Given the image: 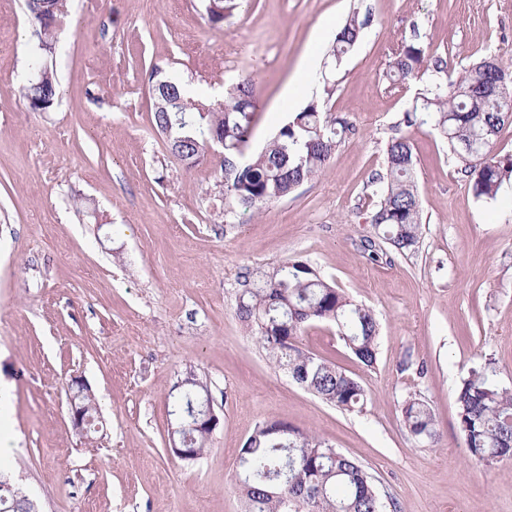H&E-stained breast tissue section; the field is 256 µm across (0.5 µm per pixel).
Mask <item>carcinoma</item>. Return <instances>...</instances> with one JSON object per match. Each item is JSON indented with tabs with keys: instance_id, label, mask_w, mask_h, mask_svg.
<instances>
[{
	"instance_id": "cac0c4a2",
	"label": "carcinoma",
	"mask_w": 512,
	"mask_h": 512,
	"mask_svg": "<svg viewBox=\"0 0 512 512\" xmlns=\"http://www.w3.org/2000/svg\"><path fill=\"white\" fill-rule=\"evenodd\" d=\"M45 8L26 6L39 27L38 49L54 52V31L65 17V0H44ZM369 22L352 14L330 50L336 63L356 46ZM425 49L418 43L397 48L386 77L393 83L425 80L424 88L405 113L406 127L429 124L448 143L460 164V173L472 183L476 199L498 200L504 181L512 178V156L495 152L497 139L512 123V97L492 94L499 72L480 61L456 78L448 77L442 59L424 65ZM151 69L153 99L169 94L178 104L153 112L156 126L167 127V142L185 148L174 154L191 168L208 150L210 131L224 134V197L243 211H258L287 196L298 185L321 174L345 137L353 132L343 119L328 115L324 104L334 85L323 83L322 95L284 123L256 155L240 163L238 155L253 131L256 81L247 74L228 85L224 104L188 97L173 77H158ZM33 97L34 112L51 109L59 95L53 72L42 66L24 86ZM379 198L371 219L375 235L397 250L413 249L422 236V216L415 182V160L410 135L400 131L385 147V173L371 178ZM236 315L268 360L287 370L292 380L338 408L352 411L366 402L364 388L335 364L303 350L300 338L316 322L336 326L352 353L366 366L376 360L379 323L371 309L351 300L319 276L306 262L288 261L275 271L244 276ZM208 398L207 380L191 372L174 396L176 411L199 409ZM457 414L471 456L480 464L512 460V390L498 387L486 368L472 371L457 391ZM403 423L418 438L435 436V414L422 399L409 398L402 406ZM212 432L189 425L176 433L184 448L201 458ZM238 490L244 512H397L385 502L371 475L354 458L327 445L317 436L282 421L264 420L240 450ZM0 512H37V505L12 474L0 468Z\"/></svg>"
}]
</instances>
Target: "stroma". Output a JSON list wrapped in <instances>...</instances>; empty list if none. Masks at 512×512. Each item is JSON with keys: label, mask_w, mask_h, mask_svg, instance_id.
<instances>
[{"label": "stroma", "mask_w": 512, "mask_h": 512, "mask_svg": "<svg viewBox=\"0 0 512 512\" xmlns=\"http://www.w3.org/2000/svg\"><path fill=\"white\" fill-rule=\"evenodd\" d=\"M355 12L370 22L329 64L336 32L322 24ZM411 41L452 76L491 52L512 63V0H242L218 25L202 0H68L45 60L60 88L47 112L23 96L36 26L25 0H0V430L17 441L12 473L39 512H243L239 450L264 419L357 459L400 512H512V461L471 458L455 401L487 363L512 389V180L497 201L476 200L447 142L411 127L423 235L405 253L365 248L378 204L369 181L420 89L386 77ZM307 54L353 135L290 195L226 213L222 151L190 169L168 152L149 69L215 104L227 83L255 76L252 155L321 94L287 95ZM294 260L379 322L371 367L334 326L300 340L361 384L362 411L293 383L235 315L245 273ZM190 372L207 375L220 423L209 452L186 462L169 433L171 393ZM75 375L99 401L84 436L69 417ZM411 397L432 406L435 439L404 427Z\"/></svg>", "instance_id": "35a3bbf8"}]
</instances>
